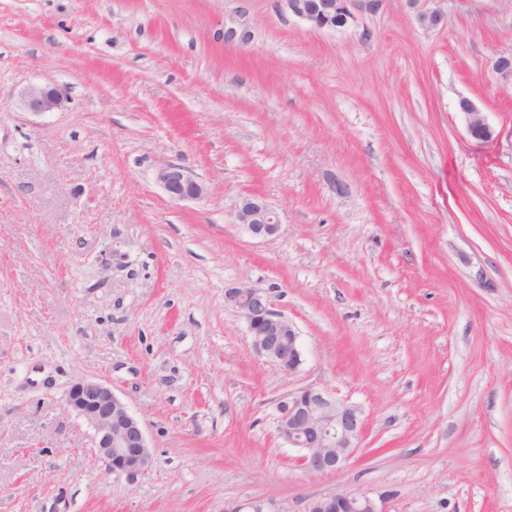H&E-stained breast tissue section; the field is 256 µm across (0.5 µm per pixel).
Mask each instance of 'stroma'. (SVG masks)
<instances>
[{"label":"stroma","mask_w":512,"mask_h":512,"mask_svg":"<svg viewBox=\"0 0 512 512\" xmlns=\"http://www.w3.org/2000/svg\"><path fill=\"white\" fill-rule=\"evenodd\" d=\"M438 7L334 32L285 0H0V512H512V0ZM44 84L69 101L35 116ZM170 164L206 195L169 200ZM247 195L279 236L240 231ZM242 284L296 326L294 375L225 305ZM91 376L144 427L137 484L61 404ZM304 385L363 412L339 472L274 432ZM68 100L65 87L58 85L28 87L23 94V104L32 114L41 115L61 109ZM461 113L466 120L468 134L474 139L488 140L494 135L493 127L487 122L484 113L470 99L463 98L459 102ZM307 512H380V510L367 492L347 488L311 499Z\"/></svg>","instance_id":"stroma-1"}]
</instances>
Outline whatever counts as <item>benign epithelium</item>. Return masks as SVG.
I'll use <instances>...</instances> for the list:
<instances>
[{"instance_id": "benign-epithelium-1", "label": "benign epithelium", "mask_w": 512, "mask_h": 512, "mask_svg": "<svg viewBox=\"0 0 512 512\" xmlns=\"http://www.w3.org/2000/svg\"><path fill=\"white\" fill-rule=\"evenodd\" d=\"M300 21L315 30L349 29L360 17L379 11L385 0H285ZM68 100L66 88L58 85L28 87L24 106L35 115L61 109ZM468 134L488 140L494 129L484 113L468 98L459 102ZM157 182L172 201L199 199L205 186L179 165L159 170ZM242 232L264 240L280 231L276 212L260 197L244 196L236 205ZM224 302L246 321L253 353L288 375L302 365V350L296 326L278 309L268 289L253 285L227 288ZM68 412L82 419L93 431L98 459L110 473L134 485L151 467L152 454L139 420L104 381L80 378L63 399ZM365 429L362 410L333 398L327 391L307 385L288 393L278 402L275 430L290 448L299 451L298 467L310 475L335 473L359 447ZM307 512H381L373 498L360 489H343L315 497Z\"/></svg>"}]
</instances>
